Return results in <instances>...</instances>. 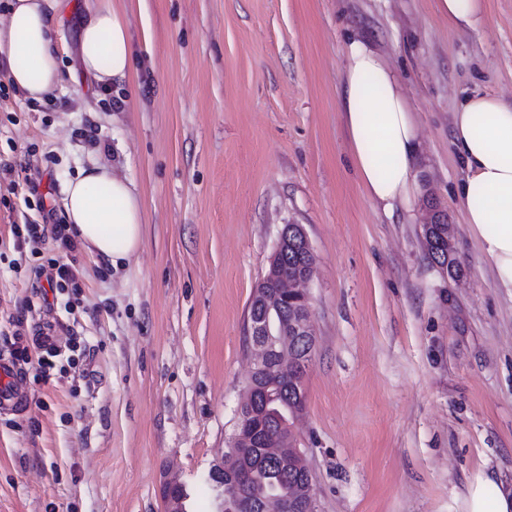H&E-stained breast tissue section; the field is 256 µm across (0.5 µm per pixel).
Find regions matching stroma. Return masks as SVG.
Listing matches in <instances>:
<instances>
[{"label":"stroma","instance_id":"1","mask_svg":"<svg viewBox=\"0 0 512 512\" xmlns=\"http://www.w3.org/2000/svg\"><path fill=\"white\" fill-rule=\"evenodd\" d=\"M100 0H63L66 79L33 103L0 67V356L45 319L13 224L63 222L64 182L91 161L143 202L145 244L115 270L86 251L72 311L79 347L21 365L25 405L0 411V512H220L209 478L252 371L247 312L280 231L316 257V351L294 431L317 512H448L487 466L512 479V298L456 196L453 112L473 93L512 103V0L474 30L435 0H110L134 46L129 80L77 73L79 25ZM363 35L403 83L419 129L421 190L386 214L362 189L341 118L345 45ZM442 212L462 273L432 263Z\"/></svg>","mask_w":512,"mask_h":512}]
</instances>
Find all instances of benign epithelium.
Instances as JSON below:
<instances>
[{
  "label": "benign epithelium",
  "instance_id": "1",
  "mask_svg": "<svg viewBox=\"0 0 512 512\" xmlns=\"http://www.w3.org/2000/svg\"><path fill=\"white\" fill-rule=\"evenodd\" d=\"M290 236L306 254H313L302 226L285 225L269 258L266 272L267 279L273 283V290L254 292V302L262 307L263 313L248 316L253 369L246 398L238 410L234 436L224 453V459L216 467L224 474V483L230 487L236 485L241 470L245 468L246 457L253 450L286 468L311 472L306 455L299 448L292 431L261 441L255 438L253 431L254 421L261 417L262 404L268 402L269 389L280 383L296 381L297 364L306 363L316 349L309 296L305 289V285L313 279L316 267L299 271L290 278L279 274L281 243ZM298 340L305 344V351L299 358L289 353V345ZM179 489L180 484L175 479L170 478L165 482L162 493L166 512H182L177 493ZM261 512H316V493L312 481L292 484L286 493L280 491L263 495Z\"/></svg>",
  "mask_w": 512,
  "mask_h": 512
}]
</instances>
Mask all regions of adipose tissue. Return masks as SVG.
<instances>
[{
	"mask_svg": "<svg viewBox=\"0 0 512 512\" xmlns=\"http://www.w3.org/2000/svg\"><path fill=\"white\" fill-rule=\"evenodd\" d=\"M61 0H11L0 19V62L13 86L40 101L64 77L57 58ZM341 112L359 181L385 212L410 209L419 190L418 129L410 103L382 54L363 39L346 45ZM83 73L107 87L128 76L133 47L128 26L110 6L80 24ZM463 168L457 197L499 287L512 294V106L498 97H467L452 116ZM61 206L67 232L97 259L120 268L143 246V207L136 188L98 162L65 182ZM453 512H512V481L488 468L471 474L453 497Z\"/></svg>",
	"mask_w": 512,
	"mask_h": 512,
	"instance_id": "1",
	"label": "adipose tissue"
}]
</instances>
